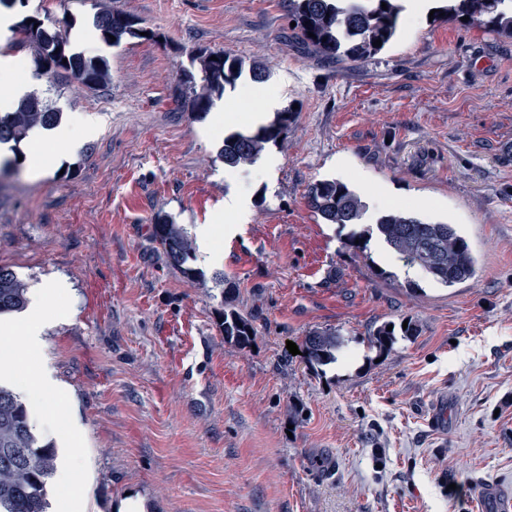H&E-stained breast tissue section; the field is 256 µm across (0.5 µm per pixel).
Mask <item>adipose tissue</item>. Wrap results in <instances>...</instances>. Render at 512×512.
Masks as SVG:
<instances>
[{
	"label": "adipose tissue",
	"instance_id": "1",
	"mask_svg": "<svg viewBox=\"0 0 512 512\" xmlns=\"http://www.w3.org/2000/svg\"><path fill=\"white\" fill-rule=\"evenodd\" d=\"M96 130V123L88 119L51 130L32 131L26 153L30 176L39 178L46 175L56 167L62 155L74 152ZM66 288V283L61 280H49L34 288L25 310L14 315H0V335L5 339L15 337L28 352L41 353L45 348L43 334L49 318L64 319L69 315L68 310L59 305ZM0 382L13 386L25 396L30 407L38 409L40 423L58 429L55 412L65 396L63 387L47 382L6 342L0 345ZM84 462L83 448L69 445L65 465L58 477L61 490L57 498L59 512H74L78 506V494L87 485Z\"/></svg>",
	"mask_w": 512,
	"mask_h": 512
}]
</instances>
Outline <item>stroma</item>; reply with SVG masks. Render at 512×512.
Wrapping results in <instances>:
<instances>
[{"label":"stroma","mask_w":512,"mask_h":512,"mask_svg":"<svg viewBox=\"0 0 512 512\" xmlns=\"http://www.w3.org/2000/svg\"><path fill=\"white\" fill-rule=\"evenodd\" d=\"M41 4L109 69L97 91L41 76L64 120L98 132L61 171L0 177V265L29 288L69 285L70 316L29 363L72 396L90 466L79 512H492L512 498V40L424 13L372 61L328 65L289 40L287 0H29L13 14ZM112 10L153 39H80ZM217 51L261 64L262 92L293 112L286 137L236 170L219 150L250 130L233 104L249 79L201 117L177 93ZM225 111L236 120L215 123ZM340 158L392 190L368 210L454 225L475 278L449 288L379 239L350 247L306 203ZM236 188L251 206L215 238L223 262L195 253L187 278L154 241L156 216L195 234ZM226 288L254 317L253 347L224 338ZM406 322L416 336L370 347ZM313 331L340 336L334 363L287 350Z\"/></svg>","instance_id":"stroma-1"}]
</instances>
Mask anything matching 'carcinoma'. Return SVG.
<instances>
[{
  "label": "carcinoma",
  "instance_id": "cac0c4a2",
  "mask_svg": "<svg viewBox=\"0 0 512 512\" xmlns=\"http://www.w3.org/2000/svg\"><path fill=\"white\" fill-rule=\"evenodd\" d=\"M387 9H382L381 3ZM38 13L25 16L17 25L22 34L18 45L34 50L36 75L72 77L92 91L99 90L108 75L107 60L88 57L70 47L61 31L45 24L48 8L41 4ZM401 7L398 0H288V17L302 42L310 44L324 59L369 62L389 46L398 34ZM445 19L488 30L512 40V0H448ZM34 22L27 23L28 19ZM93 24L106 44L119 45L127 39L141 38L144 28L121 12L98 14ZM315 37H309V34ZM115 41H110V37ZM382 45L373 46L375 40ZM199 58V72L183 71L178 95L189 111L197 116L210 112L213 94L222 93L248 74L254 83L267 76L257 63L245 64L230 52L219 51ZM292 112L285 110L277 119L254 134L233 133L224 137L220 157L224 166L236 169L255 162L269 142L285 137ZM61 120V112L37 93H30L14 112L0 113V144H19L35 126L50 129ZM307 205L325 223L340 228L363 223L365 202L349 185L340 180H322L312 184ZM377 236L406 266L420 269L433 281L449 288L475 278L477 258L467 242L451 224L424 222L403 213L387 210L366 229L353 233L350 242L369 241ZM154 237L167 262L187 277L200 272L189 266L193 259L192 242L185 228L164 214L157 216ZM27 305L26 287L16 273L0 266V314L20 312ZM224 338L242 349L250 347L255 336L250 316L224 301L219 313ZM395 331L383 324L369 337L371 347L381 353L392 349ZM342 341L334 333L312 332L302 342L304 359L312 368L336 361ZM56 451L34 434L26 404L13 391L0 386V512H49L48 486L55 471Z\"/></svg>",
  "mask_w": 512,
  "mask_h": 512
}]
</instances>
